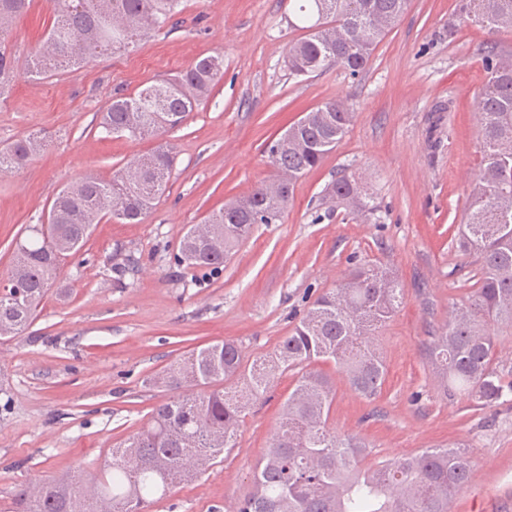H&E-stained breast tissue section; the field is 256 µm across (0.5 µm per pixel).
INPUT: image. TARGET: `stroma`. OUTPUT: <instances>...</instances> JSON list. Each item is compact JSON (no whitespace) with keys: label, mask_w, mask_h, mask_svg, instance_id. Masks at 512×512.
Instances as JSON below:
<instances>
[{"label":"stroma","mask_w":512,"mask_h":512,"mask_svg":"<svg viewBox=\"0 0 512 512\" xmlns=\"http://www.w3.org/2000/svg\"><path fill=\"white\" fill-rule=\"evenodd\" d=\"M184 9L125 53L31 76V54L51 24L36 7L9 37L13 77L0 96V147L31 136L42 147L19 170L0 171V278L16 242L42 223L56 194L93 173L103 179L164 143L175 156L166 192L139 224L103 218L19 336L0 339V512H15L18 487L73 473L96 475L112 448L167 399L149 379L195 348L232 341L245 362L271 351L313 302L358 265L386 264L401 305L377 332L387 366L376 402L335 382L330 425L372 446L365 467L459 442L473 461L452 512H512V401L475 410L446 398L421 351L466 292L473 258L452 238L481 161L477 93L488 46L512 51V31L462 23L459 0H411L374 50L366 71L289 75L288 0H183ZM220 54L210 97L160 141L105 134L115 94ZM347 102L353 122L315 169L298 179L281 219L259 224L216 270L176 260L181 235L225 202L270 179L267 145L308 110ZM362 176L377 207L355 217L326 203L344 173ZM277 376L248 410L234 447L197 479L146 512H236L269 448L282 403L298 378Z\"/></svg>","instance_id":"obj_1"}]
</instances>
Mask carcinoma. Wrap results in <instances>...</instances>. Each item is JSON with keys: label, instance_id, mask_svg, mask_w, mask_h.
<instances>
[{"label": "carcinoma", "instance_id": "carcinoma-1", "mask_svg": "<svg viewBox=\"0 0 512 512\" xmlns=\"http://www.w3.org/2000/svg\"><path fill=\"white\" fill-rule=\"evenodd\" d=\"M33 0H0V87L10 80L5 41L9 27ZM291 26L304 32L287 55L292 76L343 67L357 76L410 0H294ZM53 16L34 51L31 74L41 76L98 55L118 53L167 25L181 0H42ZM386 25L376 27L371 15ZM459 13L492 31H512V0H460ZM487 80L477 95L482 144L481 171L469 192L456 245L479 265L465 300L448 310V320L428 330L422 353L448 398L479 409L506 402L512 379L499 369L498 336L512 333V60L490 47L484 57ZM219 55L130 97L116 96L102 113L107 132L134 139L158 138L182 125L211 93L222 75ZM348 105L322 103L288 126V137L267 147L288 182L258 186L212 212L206 223L223 236V247L184 232L177 261L187 269L217 268L246 240L256 224H274L288 208L294 182L318 167L349 130ZM21 138L0 150V169L19 166L38 150ZM174 156L159 145L141 156L138 170L124 168L104 181L88 174L54 199L48 226L29 227L16 243L8 279L22 275L19 288L0 295V338H12L31 324L38 304L58 280L64 262L87 243L106 214L140 222L168 187ZM330 197L357 212H371L361 179L350 173L329 187ZM403 288L382 264L364 263L337 288L323 293L274 350L248 363L231 341L192 351L151 382L170 392L151 420L112 449L111 460L89 492L75 480L47 482L15 494L16 512H129L162 499L183 481L201 475L194 457L210 464L234 447L250 403L261 399L271 380L296 366L332 362L350 389L373 401L382 391L386 365L370 340L400 303ZM335 389L322 371L301 373L284 402L276 439L256 464L253 490L238 512H450L471 477L464 445L423 448L365 468L371 445L361 436L328 426Z\"/></svg>", "mask_w": 512, "mask_h": 512}]
</instances>
